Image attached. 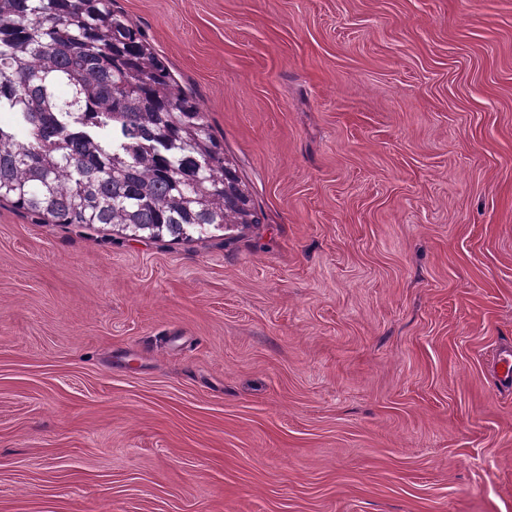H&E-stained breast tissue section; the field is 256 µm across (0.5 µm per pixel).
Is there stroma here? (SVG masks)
Returning a JSON list of instances; mask_svg holds the SVG:
<instances>
[{"label":"stroma","mask_w":512,"mask_h":512,"mask_svg":"<svg viewBox=\"0 0 512 512\" xmlns=\"http://www.w3.org/2000/svg\"><path fill=\"white\" fill-rule=\"evenodd\" d=\"M260 221L0 201V512H512V0H114Z\"/></svg>","instance_id":"stroma-1"}]
</instances>
